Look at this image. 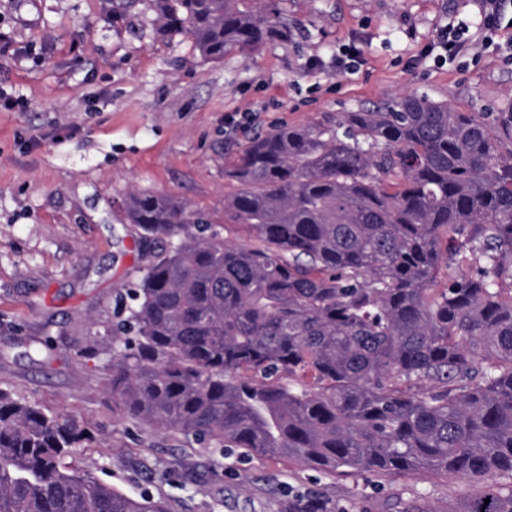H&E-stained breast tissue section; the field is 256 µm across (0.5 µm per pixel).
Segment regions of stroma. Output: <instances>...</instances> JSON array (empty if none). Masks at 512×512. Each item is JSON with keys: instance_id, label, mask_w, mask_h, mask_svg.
I'll return each instance as SVG.
<instances>
[{"instance_id": "1", "label": "stroma", "mask_w": 512, "mask_h": 512, "mask_svg": "<svg viewBox=\"0 0 512 512\" xmlns=\"http://www.w3.org/2000/svg\"><path fill=\"white\" fill-rule=\"evenodd\" d=\"M279 33L258 50L203 60L187 32L159 29L151 0H0V387L83 420L97 438L66 461L170 512H287L295 495L331 512H457L479 488L456 475L339 478L278 459L223 455L124 418L107 390L118 289L160 246L141 240L130 192L174 196L224 221V176L253 137L402 95L465 112L512 100V26L480 59L425 47L476 0H276ZM362 64L340 72L339 49Z\"/></svg>"}]
</instances>
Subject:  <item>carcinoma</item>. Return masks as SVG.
Instances as JSON below:
<instances>
[{
	"label": "carcinoma",
	"instance_id": "obj_1",
	"mask_svg": "<svg viewBox=\"0 0 512 512\" xmlns=\"http://www.w3.org/2000/svg\"><path fill=\"white\" fill-rule=\"evenodd\" d=\"M152 2L206 61L277 23L252 0ZM224 177V219L260 246L169 195L124 201L164 244L112 324L125 416L335 476L451 473L485 483L457 512H512V110L408 95L285 123ZM94 440L0 388V512H169L67 469Z\"/></svg>",
	"mask_w": 512,
	"mask_h": 512
}]
</instances>
